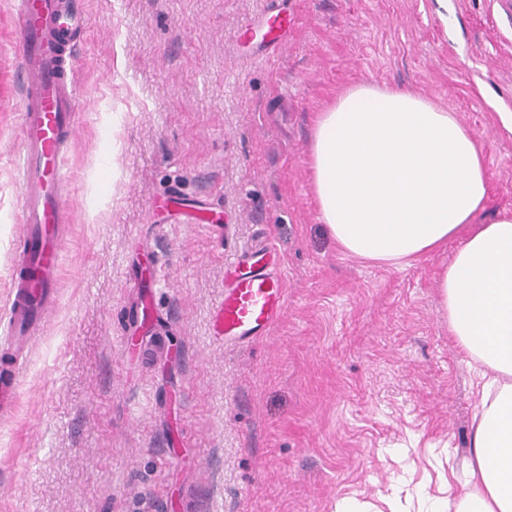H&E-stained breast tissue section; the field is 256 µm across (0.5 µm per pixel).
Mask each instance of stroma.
<instances>
[{
	"mask_svg": "<svg viewBox=\"0 0 512 512\" xmlns=\"http://www.w3.org/2000/svg\"><path fill=\"white\" fill-rule=\"evenodd\" d=\"M75 218L59 305L0 420V512H427L469 451L471 371L436 280L341 252L318 216L317 112L403 86L479 139L512 208V16L494 0H81ZM0 0V307L22 246L21 85ZM294 23L269 43L279 12ZM270 248L282 318L219 343L227 269Z\"/></svg>",
	"mask_w": 512,
	"mask_h": 512,
	"instance_id": "obj_1",
	"label": "stroma"
}]
</instances>
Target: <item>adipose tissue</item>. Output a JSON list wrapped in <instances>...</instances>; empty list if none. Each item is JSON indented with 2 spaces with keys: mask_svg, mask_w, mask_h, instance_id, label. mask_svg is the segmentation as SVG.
<instances>
[{
  "mask_svg": "<svg viewBox=\"0 0 512 512\" xmlns=\"http://www.w3.org/2000/svg\"><path fill=\"white\" fill-rule=\"evenodd\" d=\"M310 169L347 254L399 267L459 240L438 288L477 403L458 489L433 512H512V209L487 211L476 136L425 96L359 83L317 114Z\"/></svg>",
  "mask_w": 512,
  "mask_h": 512,
  "instance_id": "1",
  "label": "adipose tissue"
}]
</instances>
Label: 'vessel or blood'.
<instances>
[{
    "label": "vessel or blood",
    "mask_w": 512,
    "mask_h": 512,
    "mask_svg": "<svg viewBox=\"0 0 512 512\" xmlns=\"http://www.w3.org/2000/svg\"><path fill=\"white\" fill-rule=\"evenodd\" d=\"M12 22L23 89V150L15 170L24 195L28 246L14 259L11 294L0 308V335L32 343L38 320L57 306L52 290L62 272L64 247L59 228L73 221L61 185L82 96L66 49L88 20L61 0H17ZM226 280L212 316L215 340L243 343L265 335L285 310L284 278L271 251L251 254Z\"/></svg>",
    "instance_id": "b4317fda"
}]
</instances>
